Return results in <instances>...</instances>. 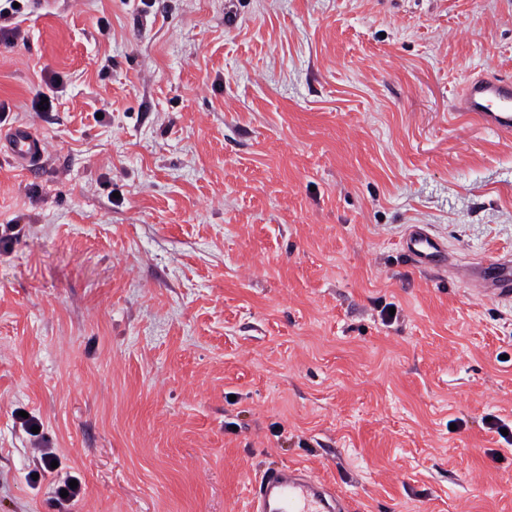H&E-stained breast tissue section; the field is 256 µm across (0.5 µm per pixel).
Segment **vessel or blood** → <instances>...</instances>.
<instances>
[{"label": "vessel or blood", "instance_id": "b4317fda", "mask_svg": "<svg viewBox=\"0 0 512 512\" xmlns=\"http://www.w3.org/2000/svg\"><path fill=\"white\" fill-rule=\"evenodd\" d=\"M469 119L499 134H512V76L495 74L467 77L457 105ZM0 148L13 163L34 171L43 159L46 146L42 138L28 128L11 129L0 139ZM404 248L422 268L448 263L447 246L421 228H412L404 239ZM456 279L476 294L499 300L512 298V259L500 258L490 265H460ZM255 512H351L349 502L333 487L325 484L304 467H280L266 470L255 481Z\"/></svg>", "mask_w": 512, "mask_h": 512}]
</instances>
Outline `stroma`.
<instances>
[{
  "label": "stroma",
  "mask_w": 512,
  "mask_h": 512,
  "mask_svg": "<svg viewBox=\"0 0 512 512\" xmlns=\"http://www.w3.org/2000/svg\"><path fill=\"white\" fill-rule=\"evenodd\" d=\"M19 28L0 135L47 151L0 155V512H251L281 466L355 512H512V300L403 246L512 256V136L455 110L512 75V0H51ZM3 150L10 156L13 163L29 172L34 171L43 159L46 146L42 138L26 127H15L3 138L0 137V152ZM403 243L405 250L419 267L448 265V247L424 229L412 228Z\"/></svg>",
  "instance_id": "35a3bbf8"
}]
</instances>
